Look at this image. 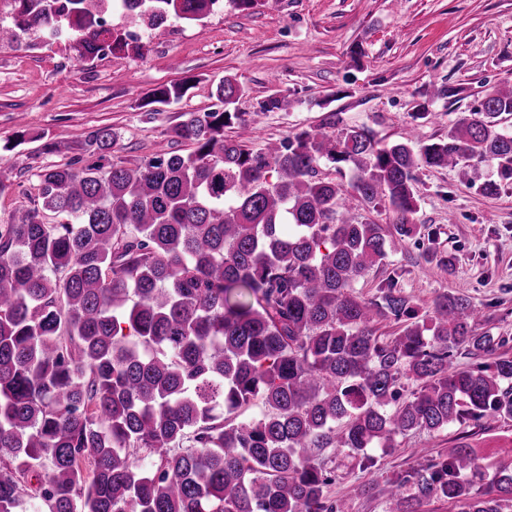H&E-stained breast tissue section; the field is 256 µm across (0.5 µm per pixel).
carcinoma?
I'll list each match as a JSON object with an SVG mask.
<instances>
[{
    "instance_id": "obj_1",
    "label": "carcinoma",
    "mask_w": 512,
    "mask_h": 512,
    "mask_svg": "<svg viewBox=\"0 0 512 512\" xmlns=\"http://www.w3.org/2000/svg\"><path fill=\"white\" fill-rule=\"evenodd\" d=\"M0 42L34 28L75 38L80 57L111 33L114 0H14ZM158 34L173 16L198 22L219 0H123ZM190 81L146 104L181 100ZM242 89L224 108L170 131L190 145L133 166L110 151L112 128L36 173L33 206L0 224V512H342L323 452L367 461L411 431L512 419V358L469 368L498 342L479 312L443 291L425 314L394 277L365 299L355 284L388 257L390 235L419 233L422 167L470 181L492 164L512 183V85L491 89L438 141L379 147L366 127L300 129L254 152L224 136L243 125ZM352 170L344 184L318 167ZM384 205L393 232L351 215L346 200ZM378 318L404 322L375 334ZM415 388L402 396L405 385ZM257 417L248 416L256 404ZM141 450L155 458L144 466ZM388 512L438 499L460 512L512 509V470L486 479L473 449L398 476Z\"/></svg>"
}]
</instances>
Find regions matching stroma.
Masks as SVG:
<instances>
[{"label":"stroma","mask_w":512,"mask_h":512,"mask_svg":"<svg viewBox=\"0 0 512 512\" xmlns=\"http://www.w3.org/2000/svg\"><path fill=\"white\" fill-rule=\"evenodd\" d=\"M112 21L139 32V47L87 63L40 31L23 46L0 45V173L11 182L0 194L1 222L30 207L39 167L69 162L97 128L111 127L113 156L132 163L188 152L171 128L186 113L215 108L227 78L244 89L236 109L246 123L224 134L256 152L302 128L331 134L341 124L367 127L382 146L407 135L431 143L488 90L512 81V0H266L247 12L222 0L203 22L172 20L162 37L118 14ZM185 78L193 86L181 101L147 104L154 88ZM443 86L457 95L435 98L428 117L413 119L416 102ZM275 94L287 96L288 110L258 111ZM414 188L419 234L373 267L357 293L373 297L394 277L422 313L442 291L464 295L483 313L479 331L512 357V184L487 196L458 170L423 167ZM431 248L453 255L454 266L428 261ZM463 443L491 466L512 467V420L469 421L409 432L368 466L326 450L330 495L348 512H386L397 476L417 463L415 449L435 457Z\"/></svg>","instance_id":"1"}]
</instances>
